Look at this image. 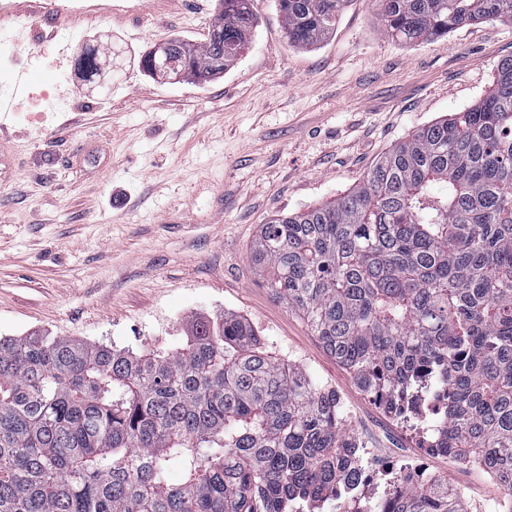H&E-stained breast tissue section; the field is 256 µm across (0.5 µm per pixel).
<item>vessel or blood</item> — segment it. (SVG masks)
Here are the masks:
<instances>
[{"label":"vessel or blood","instance_id":"vessel-or-blood-1","mask_svg":"<svg viewBox=\"0 0 512 512\" xmlns=\"http://www.w3.org/2000/svg\"><path fill=\"white\" fill-rule=\"evenodd\" d=\"M117 11L112 0H0V31L32 21L40 37L88 30Z\"/></svg>","mask_w":512,"mask_h":512}]
</instances>
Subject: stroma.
Returning a JSON list of instances; mask_svg holds the SVG:
<instances>
[{"label":"stroma","instance_id":"35a3bbf8","mask_svg":"<svg viewBox=\"0 0 512 512\" xmlns=\"http://www.w3.org/2000/svg\"><path fill=\"white\" fill-rule=\"evenodd\" d=\"M128 13L59 42L0 34V337L34 331L117 349L167 350L230 312L273 357L334 389L352 430L391 441L370 396L250 255L273 217L333 200L414 130L462 112L512 58V23L480 22L416 45L388 38L374 0H350L336 32L291 47L276 0H255L248 52L197 85L145 73L170 37L203 43L218 0H126ZM111 58L100 83L83 46ZM465 502L497 481L428 458Z\"/></svg>","mask_w":512,"mask_h":512}]
</instances>
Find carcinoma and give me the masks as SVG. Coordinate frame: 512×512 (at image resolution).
Returning a JSON list of instances; mask_svg holds the SVG:
<instances>
[{
  "label": "carcinoma",
  "instance_id": "cac0c4a2",
  "mask_svg": "<svg viewBox=\"0 0 512 512\" xmlns=\"http://www.w3.org/2000/svg\"><path fill=\"white\" fill-rule=\"evenodd\" d=\"M348 2L278 0L288 43L324 42ZM219 5L204 44L168 39V60L200 85L259 26L253 0ZM376 6L384 33L410 45L512 21V0ZM97 59L78 52L85 79ZM252 262L388 408L446 389L434 450L495 478L498 512H512V58L476 105L418 128L344 195L260 225ZM352 448L336 392L272 359L232 313L168 351L0 338V512H288L336 488ZM375 512L468 510L434 478Z\"/></svg>",
  "mask_w": 512,
  "mask_h": 512
}]
</instances>
